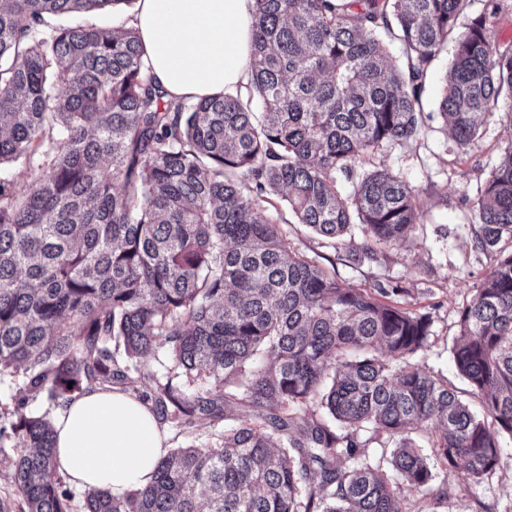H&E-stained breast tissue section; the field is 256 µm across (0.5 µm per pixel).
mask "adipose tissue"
<instances>
[{"label":"adipose tissue","instance_id":"adipose-tissue-1","mask_svg":"<svg viewBox=\"0 0 512 512\" xmlns=\"http://www.w3.org/2000/svg\"><path fill=\"white\" fill-rule=\"evenodd\" d=\"M254 0H138L137 30L170 100L242 90L249 80ZM60 471L80 488L118 495L147 485L167 452L149 403L123 391L93 390L53 418Z\"/></svg>","mask_w":512,"mask_h":512}]
</instances>
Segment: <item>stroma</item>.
Instances as JSON below:
<instances>
[{"label":"stroma","instance_id":"obj_1","mask_svg":"<svg viewBox=\"0 0 512 512\" xmlns=\"http://www.w3.org/2000/svg\"><path fill=\"white\" fill-rule=\"evenodd\" d=\"M486 15L495 39L512 40V0H466L457 20L465 30L472 18ZM453 46L436 56L423 95V127L416 141L387 143L370 163L389 169L414 186L424 207V217L411 235L384 246V263L352 260L351 246L361 245L363 235L354 232L350 244L332 246L301 224H285L290 246L331 271L343 287L373 288L377 284L398 287L396 302L410 310L429 314L433 335L417 356L420 365L447 377L458 395L476 414H483L480 398L458 374L451 349L458 331V310L474 288L489 274L494 259L472 246L476 224L472 201L484 189L486 179L499 161L502 148L512 140V130L499 114L479 116V141L464 150L453 140L439 116L444 77L452 60ZM233 419L219 423L202 421L192 426L165 424L168 445L217 446ZM506 457L489 483L476 493L464 491L457 479L436 467L432 495L404 491L407 512H504L512 507V440L505 441Z\"/></svg>","mask_w":512,"mask_h":512}]
</instances>
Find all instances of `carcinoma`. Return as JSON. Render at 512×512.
Returning a JSON list of instances; mask_svg holds the SVG:
<instances>
[{"label": "carcinoma", "instance_id": "cac0c4a2", "mask_svg": "<svg viewBox=\"0 0 512 512\" xmlns=\"http://www.w3.org/2000/svg\"><path fill=\"white\" fill-rule=\"evenodd\" d=\"M134 2L0 0V164H13L0 176V375L22 373L21 512H71L73 499L52 419L29 398L60 407L114 386L162 423L243 419L217 447L168 451L144 487L84 491L81 512H406L401 486L432 492L417 430L466 490L482 486L501 467L498 435L512 438V140L473 202V246L494 265L452 348L482 419L413 362L429 315L386 301L397 287L340 286L268 207L286 200L334 242L356 224L361 257L386 261L371 244L420 223L416 188L373 168L344 199L337 180L418 137L453 33L440 103L453 139L473 147L484 112L512 127V43L484 16L455 32L464 0H254L245 91L175 103L133 29L52 24ZM382 437L400 485L367 453Z\"/></svg>", "mask_w": 512, "mask_h": 512}]
</instances>
